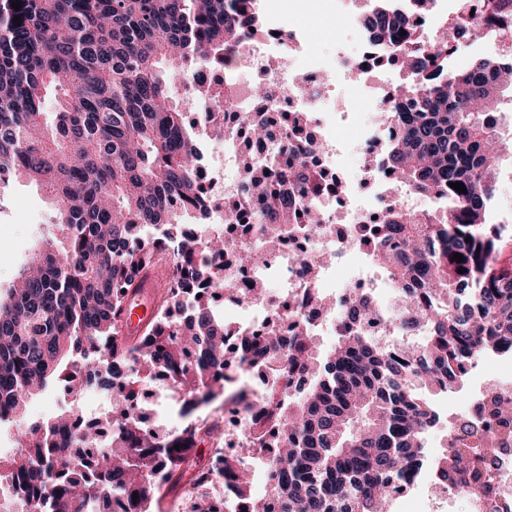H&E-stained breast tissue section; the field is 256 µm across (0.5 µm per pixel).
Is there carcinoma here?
I'll use <instances>...</instances> for the list:
<instances>
[{"instance_id": "obj_1", "label": "carcinoma", "mask_w": 512, "mask_h": 512, "mask_svg": "<svg viewBox=\"0 0 512 512\" xmlns=\"http://www.w3.org/2000/svg\"><path fill=\"white\" fill-rule=\"evenodd\" d=\"M13 2L0 0V184L39 186L55 204L56 234L0 292V422L17 431L15 454L0 455V512H164V473L198 485L188 461L197 442L186 423L145 426L137 404L146 384L171 380L184 419L225 396L215 376L239 361L268 379L274 429L262 447L272 452L277 512H385L397 484L423 468L425 434L439 423L426 394L461 384L480 357L512 355V260H501L512 229L490 219L502 156L492 114L512 60L457 73L448 41L420 37L398 0H378L362 16L361 29L396 52L383 61L401 74L379 118L401 127L383 166L413 192L440 195L425 213L386 208L373 238L372 259L405 313L396 333L425 338L406 345L361 334L355 325L375 309L368 297L349 298L331 349L301 325L290 336L254 337L255 357L239 360L213 309L214 292L230 287L224 234L191 227L211 201L197 182L202 152L190 121L203 99L189 84L209 59L241 62L258 15L243 16L240 0H20L18 10ZM509 2L460 0L454 34H489ZM161 62L184 86L177 101ZM49 96L54 112L44 111ZM267 139L265 125L244 119L248 149ZM243 172L264 212L237 263L255 261L290 224L321 230V172L304 164L286 189L249 160ZM162 243L177 260L155 319L130 346L115 311ZM456 253L465 261L452 260ZM296 375L310 378L304 391H278ZM51 381L75 399L90 386L109 389L107 420L77 428L67 410L26 421L27 402ZM484 413V427L455 429L460 447L436 461L441 482L461 465L491 492L485 442L512 441V401ZM103 428L107 448L98 447ZM87 450L96 452L93 480L81 468ZM222 473L244 512H264L247 498L245 472L226 460Z\"/></svg>"}]
</instances>
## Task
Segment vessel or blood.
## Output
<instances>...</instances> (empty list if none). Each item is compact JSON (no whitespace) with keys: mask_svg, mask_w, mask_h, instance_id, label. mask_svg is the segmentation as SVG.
I'll use <instances>...</instances> for the list:
<instances>
[{"mask_svg":"<svg viewBox=\"0 0 512 512\" xmlns=\"http://www.w3.org/2000/svg\"><path fill=\"white\" fill-rule=\"evenodd\" d=\"M164 275L162 267H155L125 295L118 309V322L126 342H134L141 336L155 317Z\"/></svg>","mask_w":512,"mask_h":512,"instance_id":"obj_1","label":"vessel or blood"}]
</instances>
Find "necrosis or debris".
Masks as SVG:
<instances>
[{
    "label": "necrosis or debris",
    "mask_w": 512,
    "mask_h": 512,
    "mask_svg": "<svg viewBox=\"0 0 512 512\" xmlns=\"http://www.w3.org/2000/svg\"><path fill=\"white\" fill-rule=\"evenodd\" d=\"M293 2L281 25H266L250 42L246 49L249 64L227 69L214 62L200 71L199 84L217 94L220 105L199 110L192 123L203 133L212 125H223L224 139L209 144L197 177L208 197L229 200L249 213L255 211L257 203L248 197L237 175L241 118L247 115L268 121L275 140L280 142L286 132L281 124L271 121V114L303 112L308 120L303 132L293 140L294 161L314 165L326 178L335 181V191L324 198L331 220L321 237L292 236L267 258L243 268L236 264L226 266L224 275L232 280L233 287L224 293V325L241 337L282 332L291 323L286 304L299 302L311 334L318 337L324 328L336 324L334 315L318 308V300L334 302L353 293L375 298L378 313L363 320L361 329L366 335L384 339L393 333L386 315L390 301L378 299L376 280L354 271L344 272L343 267L351 252L366 255L371 251L368 225L373 216L379 215L382 203L410 202L403 185L393 175L384 173L379 163L399 130L375 124L372 114L381 110L383 104L371 94H364L363 102L370 115L358 123L355 140L368 150L366 163L360 175L346 174V146L337 135L341 127L338 115L329 109L334 88L326 75L331 70L342 73L357 65L373 69L375 56L386 54L387 49L362 31L358 38L369 47L363 59L339 48L326 57L313 54L300 31L311 0ZM258 85L266 87L267 97L254 96L253 89ZM252 284L261 286L263 294L253 299L251 306H242L238 296ZM242 377L249 411L241 413L236 403L225 400L224 412L232 416L233 422L224 428L223 444L213 445L201 463L204 482L211 492L210 501L217 512L226 508L224 483L219 477L223 458L235 459L238 468L252 469L260 457L259 435L267 425L265 387L254 385V369L243 368ZM494 399L512 400V372H502L481 382L462 414L450 417V424L462 419L481 423L486 404ZM493 458L489 477L497 493L495 500L465 493V512H512V443L495 447Z\"/></svg>",
    "instance_id": "necrosis-or-debris-1"
}]
</instances>
